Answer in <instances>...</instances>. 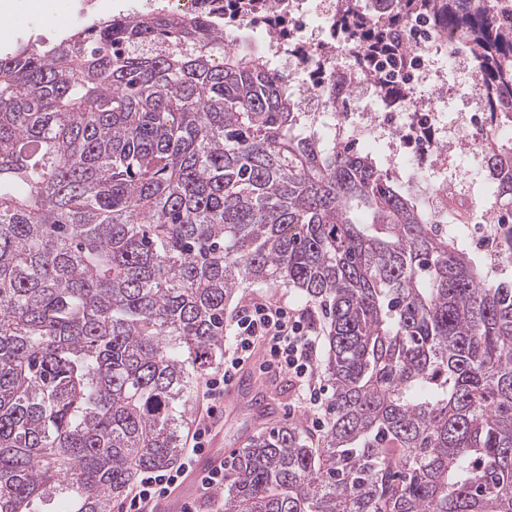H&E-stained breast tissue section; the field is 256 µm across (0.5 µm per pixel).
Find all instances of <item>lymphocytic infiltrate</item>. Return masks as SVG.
Returning a JSON list of instances; mask_svg holds the SVG:
<instances>
[{"label": "lymphocytic infiltrate", "instance_id": "1", "mask_svg": "<svg viewBox=\"0 0 512 512\" xmlns=\"http://www.w3.org/2000/svg\"><path fill=\"white\" fill-rule=\"evenodd\" d=\"M320 348L312 308L295 310L262 298L239 310L229 326L224 366L205 382L207 416L197 422L191 447L177 467L143 471L126 493L124 512H158L161 502L193 471L198 456L211 443L210 419L224 405L226 386L253 357L261 358L262 371L291 379L300 407L321 408L329 389L319 380Z\"/></svg>", "mask_w": 512, "mask_h": 512}]
</instances>
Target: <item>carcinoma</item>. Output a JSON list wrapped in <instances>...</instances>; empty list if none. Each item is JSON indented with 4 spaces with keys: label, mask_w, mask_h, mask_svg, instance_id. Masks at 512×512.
<instances>
[{
    "label": "carcinoma",
    "mask_w": 512,
    "mask_h": 512,
    "mask_svg": "<svg viewBox=\"0 0 512 512\" xmlns=\"http://www.w3.org/2000/svg\"><path fill=\"white\" fill-rule=\"evenodd\" d=\"M340 0L358 67L410 88L411 22L463 44L512 121V0ZM344 112L328 76L310 85ZM512 258V144L474 145ZM448 190L305 124L207 19L98 18L0 56V512H112L176 464L224 310L280 282L325 313L333 418L254 437L224 512H512V281L444 235Z\"/></svg>",
    "instance_id": "carcinoma-1"
}]
</instances>
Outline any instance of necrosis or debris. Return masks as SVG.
<instances>
[{
  "instance_id": "necrosis-or-debris-1",
  "label": "necrosis or debris",
  "mask_w": 512,
  "mask_h": 512,
  "mask_svg": "<svg viewBox=\"0 0 512 512\" xmlns=\"http://www.w3.org/2000/svg\"><path fill=\"white\" fill-rule=\"evenodd\" d=\"M166 10L184 18L205 16L219 23H247L263 29L267 35L263 51L286 77L308 72L315 56L332 67L337 86H348L350 100L362 101L376 90L346 51V37L333 27L336 0H167ZM313 11L330 26L326 39L317 40L306 33L305 18ZM412 41V64L398 80L416 91V108L376 104L348 118L337 116L336 121L351 123L361 133L386 142L391 176H399L413 158L425 157L436 183L446 187L450 184L447 154L457 147L438 110L439 104L448 100V53L426 28H416Z\"/></svg>"
}]
</instances>
